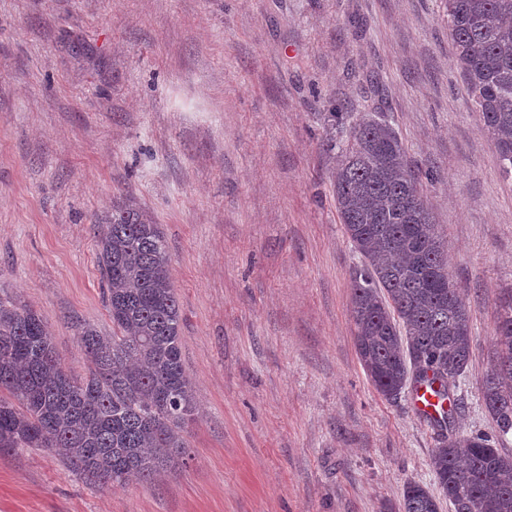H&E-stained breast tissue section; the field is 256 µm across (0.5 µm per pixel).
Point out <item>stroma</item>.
<instances>
[{
  "label": "stroma",
  "mask_w": 512,
  "mask_h": 512,
  "mask_svg": "<svg viewBox=\"0 0 512 512\" xmlns=\"http://www.w3.org/2000/svg\"><path fill=\"white\" fill-rule=\"evenodd\" d=\"M362 115L421 174L471 315L456 430L491 431L512 175L442 0H0V298L87 373L77 323L112 329L94 222L132 192L167 241L199 405L185 465L153 481L0 451V512H386L407 480L433 485L432 427L355 349L332 171Z\"/></svg>",
  "instance_id": "1"
}]
</instances>
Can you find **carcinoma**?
I'll return each mask as SVG.
<instances>
[{
  "label": "carcinoma",
  "mask_w": 512,
  "mask_h": 512,
  "mask_svg": "<svg viewBox=\"0 0 512 512\" xmlns=\"http://www.w3.org/2000/svg\"><path fill=\"white\" fill-rule=\"evenodd\" d=\"M467 89L512 174V0H444ZM336 208L361 257L352 280L355 346L379 393L435 387L461 377L471 355L463 298L420 180L396 132L361 116L333 172ZM98 263L112 333L78 324L91 362L83 377L63 366L39 314L0 299V449L46 448L93 485L149 481L184 464L185 433L198 405L185 374L181 315L161 225L132 195L98 218ZM497 364L482 386L490 433H454L452 412L425 420L436 430L431 465L440 494L404 484L398 512H512V458L487 453L512 434V302L495 330Z\"/></svg>",
  "instance_id": "obj_1"
}]
</instances>
